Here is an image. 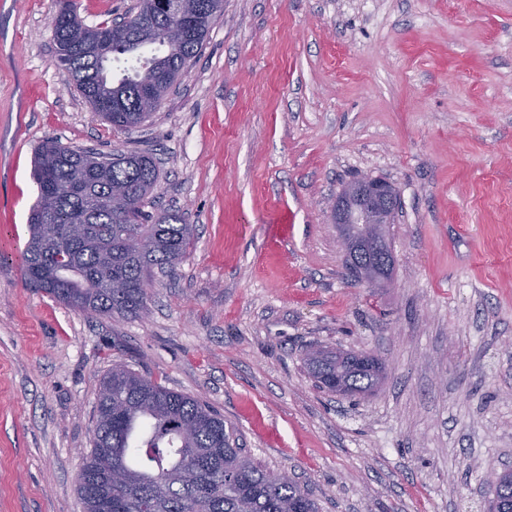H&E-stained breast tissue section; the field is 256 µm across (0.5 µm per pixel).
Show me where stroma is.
Segmentation results:
<instances>
[{
  "label": "stroma",
  "instance_id": "obj_1",
  "mask_svg": "<svg viewBox=\"0 0 512 512\" xmlns=\"http://www.w3.org/2000/svg\"><path fill=\"white\" fill-rule=\"evenodd\" d=\"M60 0H0V512H85L99 384L123 363L197 397L320 512H487L512 466V0H224L150 120L114 130L55 63ZM156 153L147 211L196 235L146 312L29 288L34 152ZM396 188L389 287L345 275L326 201ZM386 379L337 399L309 345Z\"/></svg>",
  "mask_w": 512,
  "mask_h": 512
}]
</instances>
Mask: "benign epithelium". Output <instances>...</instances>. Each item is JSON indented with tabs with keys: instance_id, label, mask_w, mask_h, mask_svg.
Here are the masks:
<instances>
[{
	"instance_id": "7a95c632",
	"label": "benign epithelium",
	"mask_w": 512,
	"mask_h": 512,
	"mask_svg": "<svg viewBox=\"0 0 512 512\" xmlns=\"http://www.w3.org/2000/svg\"><path fill=\"white\" fill-rule=\"evenodd\" d=\"M395 188L386 180L362 176L346 186L330 205L341 251L351 280L377 288L387 282L395 265L391 242L368 233L374 224L393 223Z\"/></svg>"
}]
</instances>
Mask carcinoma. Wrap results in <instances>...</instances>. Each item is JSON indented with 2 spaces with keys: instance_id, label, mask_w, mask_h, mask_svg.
<instances>
[{
  "instance_id": "cac0c4a2",
  "label": "carcinoma",
  "mask_w": 512,
  "mask_h": 512,
  "mask_svg": "<svg viewBox=\"0 0 512 512\" xmlns=\"http://www.w3.org/2000/svg\"><path fill=\"white\" fill-rule=\"evenodd\" d=\"M150 2L138 0L133 13L99 24L115 34L104 55L84 50L82 21L70 0L53 31L56 62L74 75L87 102L102 85L112 87L111 106L97 112L114 129L144 125L151 113L139 111L141 93L157 87L162 75L183 71L206 41ZM121 59L139 66L115 79L112 62ZM158 177L149 151L112 155L43 143L33 166L38 196L27 218L26 282L79 313H143L148 291L142 282L183 261L195 233L177 210L144 212ZM303 362L329 392L338 372L350 396L371 392L376 377L364 360L338 364L332 354L316 364L307 356ZM109 468L126 473L128 481L108 485ZM492 486L493 500L512 512V475H497ZM79 492L93 512H318L316 500L294 479L271 482L270 472L237 446L224 418L208 405L124 365L112 366L103 379Z\"/></svg>"
}]
</instances>
